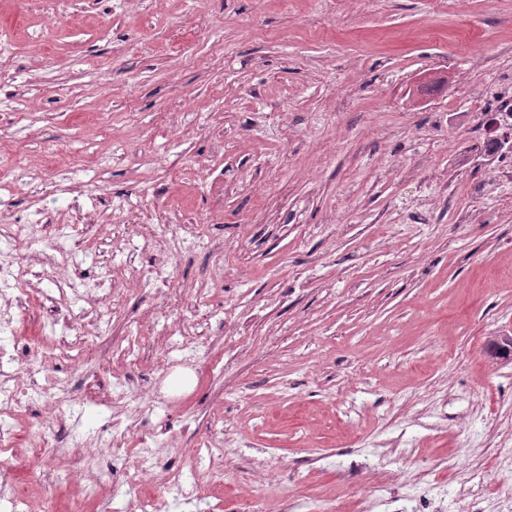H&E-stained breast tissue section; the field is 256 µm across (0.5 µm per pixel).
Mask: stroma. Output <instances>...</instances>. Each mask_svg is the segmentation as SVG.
I'll use <instances>...</instances> for the list:
<instances>
[{"instance_id":"obj_1","label":"stroma","mask_w":512,"mask_h":512,"mask_svg":"<svg viewBox=\"0 0 512 512\" xmlns=\"http://www.w3.org/2000/svg\"><path fill=\"white\" fill-rule=\"evenodd\" d=\"M50 6L0 0V160L50 183L62 149L77 230L54 236L24 184L0 213L29 258L62 249L87 284L111 271V333L163 398L131 436L178 445L146 487L158 512H182L169 475L222 432L244 454L195 475L203 512L270 487L331 503L383 468L433 512H467L453 480L471 466L485 512L511 503L512 357L489 341L512 333V156L487 160L483 137L512 96V0ZM187 224L202 245L167 263L129 249ZM158 264L185 307L140 286ZM183 322L192 369L165 358ZM44 420L33 402L16 423L22 479L54 464L29 448Z\"/></svg>"}]
</instances>
